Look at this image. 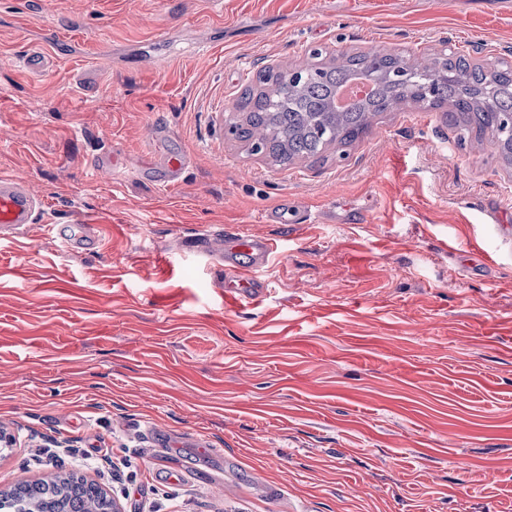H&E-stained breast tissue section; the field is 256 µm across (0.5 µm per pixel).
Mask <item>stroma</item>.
I'll return each instance as SVG.
<instances>
[{
  "label": "stroma",
  "instance_id": "stroma-1",
  "mask_svg": "<svg viewBox=\"0 0 512 512\" xmlns=\"http://www.w3.org/2000/svg\"><path fill=\"white\" fill-rule=\"evenodd\" d=\"M223 2L0 0V176L41 201L0 238V491L74 472L124 512H512V166L491 135L405 103L285 166L225 128L259 70L314 49L512 65V0ZM42 49L53 68L28 71ZM157 130L190 159L177 185L97 169ZM75 221L96 251L45 230ZM224 230L275 239L260 297L197 252Z\"/></svg>",
  "mask_w": 512,
  "mask_h": 512
}]
</instances>
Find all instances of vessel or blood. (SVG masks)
<instances>
[{"label": "vessel or blood", "instance_id": "b4317fda", "mask_svg": "<svg viewBox=\"0 0 512 512\" xmlns=\"http://www.w3.org/2000/svg\"><path fill=\"white\" fill-rule=\"evenodd\" d=\"M40 201L30 187L11 177H0V235L4 236L33 223ZM50 234L65 247L80 249L93 245L98 237L91 225L50 226ZM200 246L217 266L224 269L225 287L241 294L258 292L259 272L267 265L276 249L274 239L263 235L227 232L204 236Z\"/></svg>", "mask_w": 512, "mask_h": 512}]
</instances>
